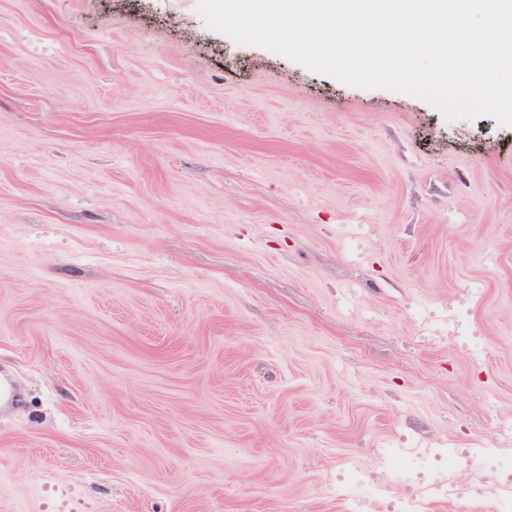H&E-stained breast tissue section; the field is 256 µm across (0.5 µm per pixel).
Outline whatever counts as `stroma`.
<instances>
[{"label": "stroma", "instance_id": "stroma-1", "mask_svg": "<svg viewBox=\"0 0 512 512\" xmlns=\"http://www.w3.org/2000/svg\"><path fill=\"white\" fill-rule=\"evenodd\" d=\"M198 3L0 0V512L512 488V126Z\"/></svg>", "mask_w": 512, "mask_h": 512}]
</instances>
